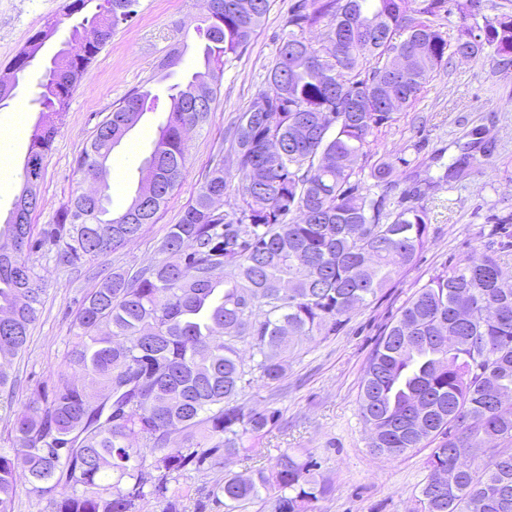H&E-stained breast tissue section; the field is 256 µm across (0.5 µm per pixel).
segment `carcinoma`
<instances>
[{"label":"carcinoma","instance_id":"1","mask_svg":"<svg viewBox=\"0 0 512 512\" xmlns=\"http://www.w3.org/2000/svg\"><path fill=\"white\" fill-rule=\"evenodd\" d=\"M138 0H66L67 16L105 35L130 21ZM270 0H208L202 68L168 88L171 110L141 166L153 185L119 214L75 193L34 238L27 214L36 195L13 202L0 236V357L21 353L44 288L26 254L50 246L77 265L137 239L156 223L187 172L186 134L215 110L224 65L246 48ZM448 0H296L267 86L234 122L240 205L224 210L230 173L212 161L154 264L116 269L82 301L68 367L14 411L13 444L0 451V512H14L25 476L40 512H140L147 498L162 512H314L329 491L321 463L280 452L249 476L224 473V459L280 426L276 408L239 403L256 384L284 377L303 338L332 336L413 264L430 224L424 207L387 208L358 179L369 137L393 110L415 102L453 57L479 59L486 47L512 64V16L485 19L448 40L436 18ZM324 25L317 49L306 30ZM46 31H36L12 68L31 67ZM62 72L47 66L38 101L47 109L33 131L26 186L41 178L57 135L55 119L104 43L80 42ZM411 58L395 77L396 58ZM150 90L113 108L77 158V169L108 175L113 149L144 115ZM388 189L392 163L370 168ZM252 350L250 363L238 344ZM359 412L368 447L395 459L434 444L417 512H512V283L498 258L467 257L434 275L399 310L366 366ZM182 435L172 446L171 436ZM210 470L208 490L191 496V470Z\"/></svg>","mask_w":512,"mask_h":512}]
</instances>
